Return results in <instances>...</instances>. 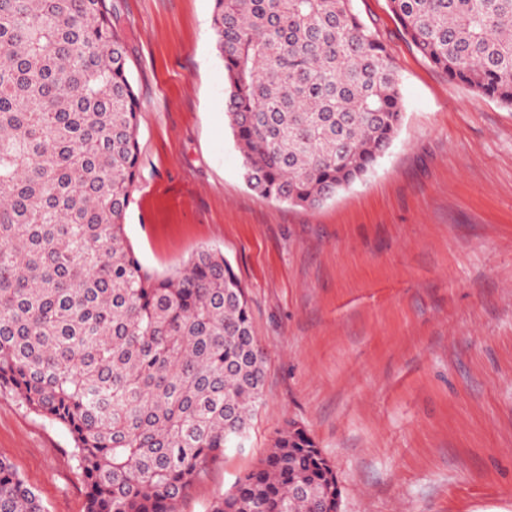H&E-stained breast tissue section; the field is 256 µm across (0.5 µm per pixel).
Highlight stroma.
Here are the masks:
<instances>
[{"instance_id": "stroma-1", "label": "stroma", "mask_w": 512, "mask_h": 512, "mask_svg": "<svg viewBox=\"0 0 512 512\" xmlns=\"http://www.w3.org/2000/svg\"><path fill=\"white\" fill-rule=\"evenodd\" d=\"M139 94L124 224L149 271L223 251L265 353L244 447L176 512H206L304 428L340 512H512V108L451 80L388 0H354L400 79L403 118L366 176L308 209L243 179L213 0H110ZM67 430L0 389V459L46 512H86Z\"/></svg>"}]
</instances>
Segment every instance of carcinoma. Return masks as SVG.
I'll use <instances>...</instances> for the list:
<instances>
[{
	"mask_svg": "<svg viewBox=\"0 0 512 512\" xmlns=\"http://www.w3.org/2000/svg\"><path fill=\"white\" fill-rule=\"evenodd\" d=\"M213 2L248 187L317 208L369 173L402 94L353 0ZM389 7L429 63L512 107V0ZM139 112L109 0H0V388L67 429L86 512H176L265 385L224 253L158 276L127 242ZM0 512H45L3 460ZM208 512H339L336 473L289 423Z\"/></svg>",
	"mask_w": 512,
	"mask_h": 512,
	"instance_id": "1",
	"label": "carcinoma"
}]
</instances>
